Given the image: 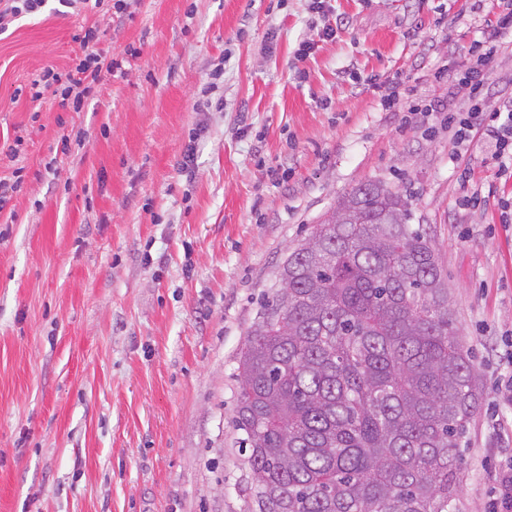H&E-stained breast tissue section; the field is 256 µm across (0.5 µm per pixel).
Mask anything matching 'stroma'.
<instances>
[{
    "mask_svg": "<svg viewBox=\"0 0 512 512\" xmlns=\"http://www.w3.org/2000/svg\"><path fill=\"white\" fill-rule=\"evenodd\" d=\"M126 4L48 0L0 35V179L27 173L0 222V512H256L239 353L288 253L367 181L410 195L435 248L482 394L450 512H486L512 455L490 421L512 426L493 392L512 338L497 206L512 178L487 140L453 148L447 118L467 108L457 72L489 36L490 0H332L336 36L302 60L308 0ZM91 25L121 73L81 112L31 100ZM398 88L405 107L386 110ZM484 93L512 101V35ZM70 131L82 142L57 155ZM474 190L488 205H462Z\"/></svg>",
    "mask_w": 512,
    "mask_h": 512,
    "instance_id": "1",
    "label": "stroma"
}]
</instances>
